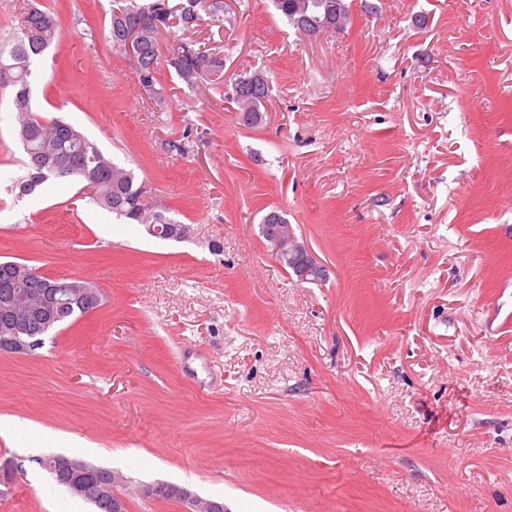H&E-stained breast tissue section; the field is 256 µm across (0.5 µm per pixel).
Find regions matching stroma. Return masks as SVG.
<instances>
[{"mask_svg":"<svg viewBox=\"0 0 512 512\" xmlns=\"http://www.w3.org/2000/svg\"><path fill=\"white\" fill-rule=\"evenodd\" d=\"M41 2L60 28L33 104L193 233L150 237L74 181L18 197L0 94V260L103 294L34 355L0 353V454L26 468L0 512H92L39 465L59 453L227 512H512V0H350L317 36L224 0L223 29L184 34L221 78L163 74L161 103L106 40V0ZM253 73L257 127L230 98ZM275 209L325 280L277 262Z\"/></svg>","mask_w":512,"mask_h":512,"instance_id":"stroma-1","label":"stroma"}]
</instances>
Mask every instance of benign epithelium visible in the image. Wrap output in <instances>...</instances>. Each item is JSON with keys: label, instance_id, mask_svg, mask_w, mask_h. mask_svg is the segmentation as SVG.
Segmentation results:
<instances>
[{"label": "benign epithelium", "instance_id": "benign-epithelium-1", "mask_svg": "<svg viewBox=\"0 0 512 512\" xmlns=\"http://www.w3.org/2000/svg\"><path fill=\"white\" fill-rule=\"evenodd\" d=\"M264 228L273 244L278 262L286 261L301 281L325 272L305 245L298 242L290 224H266ZM48 275L34 270L22 274V288L5 291L0 296V314L7 319L11 334L0 336V353L34 354L43 343L42 332L70 302H76L84 312L91 313L100 305V293L87 284L72 282L66 288H53L46 281ZM52 469L67 478L66 487L74 494L104 501L113 512H121L124 498L110 496V488L127 483V478L115 470L92 469L84 463L65 456H56ZM23 470L15 456L0 457V494L10 492ZM137 492L144 498L154 499L175 495L197 506L198 512H224V503L218 500H202L185 488L157 482L138 486Z\"/></svg>", "mask_w": 512, "mask_h": 512}]
</instances>
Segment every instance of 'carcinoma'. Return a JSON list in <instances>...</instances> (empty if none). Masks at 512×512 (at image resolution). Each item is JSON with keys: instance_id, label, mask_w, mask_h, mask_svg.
Wrapping results in <instances>:
<instances>
[{"instance_id": "cac0c4a2", "label": "carcinoma", "mask_w": 512, "mask_h": 512, "mask_svg": "<svg viewBox=\"0 0 512 512\" xmlns=\"http://www.w3.org/2000/svg\"><path fill=\"white\" fill-rule=\"evenodd\" d=\"M306 0H274L276 10L298 34H307L309 23L301 5ZM107 39L112 49L123 52L119 40L125 28L138 27L140 51L135 62L140 86L157 102L164 99L162 71L174 72L190 87L197 86L198 66L215 74L224 64L218 54L171 31L172 19L182 29L190 30L206 19L209 26H224V0H184L176 10L171 0H110ZM59 21L51 8L31 5L21 15L18 32L0 42V62L7 58L13 64L12 82L0 91L13 90L17 133L25 154L26 173L14 182L19 196L43 191L64 177L56 172L64 152L62 144H71L83 158L82 168L73 174L84 182L85 197L98 207L130 224H174L176 220L147 206L150 188L136 179L133 170L115 163L96 142L81 130L57 117H47L33 107L30 84L35 78L34 59L56 42ZM269 87L255 88L239 78L234 82L233 99L241 108L247 125L263 121L261 107L268 99Z\"/></svg>"}]
</instances>
